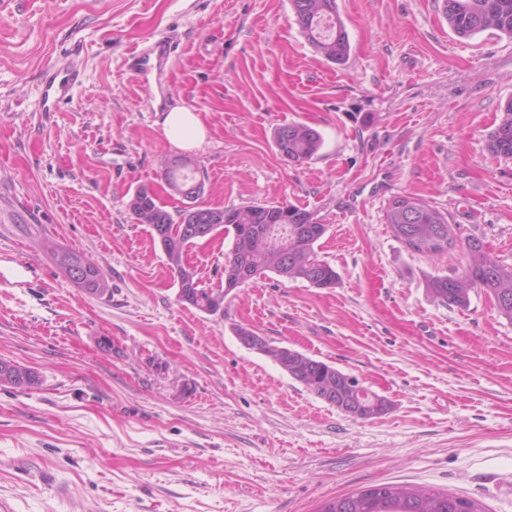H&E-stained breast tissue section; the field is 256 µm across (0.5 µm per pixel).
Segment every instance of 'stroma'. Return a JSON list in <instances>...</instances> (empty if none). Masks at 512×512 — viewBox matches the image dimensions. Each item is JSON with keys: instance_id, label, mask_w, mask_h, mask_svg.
Here are the masks:
<instances>
[{"instance_id": "stroma-1", "label": "stroma", "mask_w": 512, "mask_h": 512, "mask_svg": "<svg viewBox=\"0 0 512 512\" xmlns=\"http://www.w3.org/2000/svg\"><path fill=\"white\" fill-rule=\"evenodd\" d=\"M337 4L341 65L289 0H0V358L40 377L0 386V512H316L382 484L512 512V321L477 289L463 307L435 300L428 279L460 275L466 252L415 253L385 222L393 197H417L512 266V160L486 147L512 39L459 38L442 0ZM161 36L169 65L142 80L127 58ZM61 63L82 81L41 111V74ZM175 107L207 132L190 152L202 202L312 211L336 287L271 273L214 314L178 301L128 208L143 185L182 207L160 179ZM294 122L322 138L301 165L274 141ZM48 241L110 293L74 287ZM230 246L218 231L189 248L204 287L223 288ZM240 327L357 377L387 412L329 405Z\"/></svg>"}]
</instances>
